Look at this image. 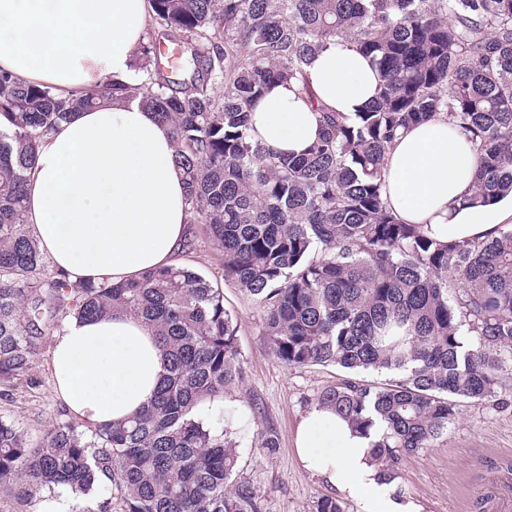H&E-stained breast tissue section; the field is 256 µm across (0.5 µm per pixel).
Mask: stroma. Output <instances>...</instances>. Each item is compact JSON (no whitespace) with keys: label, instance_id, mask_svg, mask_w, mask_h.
<instances>
[{"label":"stroma","instance_id":"stroma-1","mask_svg":"<svg viewBox=\"0 0 512 512\" xmlns=\"http://www.w3.org/2000/svg\"><path fill=\"white\" fill-rule=\"evenodd\" d=\"M193 251L185 265L197 269L224 293V305L237 322V342L245 381L228 390L225 408L248 420L261 410L278 436L274 454L255 447L251 429L238 435L239 470L260 489L263 512H315L319 498L332 490L302 469L294 453L297 419L326 387L345 375L335 366L289 367L267 348L262 335L265 308L224 276L220 252L205 225H195ZM52 336H45L30 376L9 400L0 399V415L14 420L31 437H39L60 406L52 387ZM393 495L413 500L421 512H497L512 500V390L490 401H461L447 433L431 447L402 458Z\"/></svg>","mask_w":512,"mask_h":512}]
</instances>
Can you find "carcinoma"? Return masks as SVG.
Masks as SVG:
<instances>
[{"instance_id":"obj_1","label":"carcinoma","mask_w":512,"mask_h":512,"mask_svg":"<svg viewBox=\"0 0 512 512\" xmlns=\"http://www.w3.org/2000/svg\"><path fill=\"white\" fill-rule=\"evenodd\" d=\"M157 23L137 84L110 77L63 97L0 70V399L29 375L41 339L72 317L125 313L154 329L168 374L127 421L91 426L63 407L34 446L0 415V488L96 502L80 512H262L238 474L233 413L219 403L243 380L237 324L224 294L189 266L119 285L70 283L23 220L25 174L41 142L74 112L116 94L172 128L192 221L207 226L224 276L265 303L268 349L289 367L348 376L315 403L365 432L388 484L402 457L448 431L457 400L512 382V224L466 244L401 223L383 198L387 147L445 112L476 145L466 201L512 193V0H149ZM184 40L167 73L154 47ZM350 40L379 75L376 101L347 117L305 86L310 59ZM294 79L322 131L298 158L251 134L252 107ZM221 89V94L214 89ZM390 372L377 384L365 373ZM255 443L278 437L254 413ZM108 495L97 500L100 487Z\"/></svg>"}]
</instances>
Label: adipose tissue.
Listing matches in <instances>:
<instances>
[{"label":"adipose tissue","instance_id":"adipose-tissue-1","mask_svg":"<svg viewBox=\"0 0 512 512\" xmlns=\"http://www.w3.org/2000/svg\"><path fill=\"white\" fill-rule=\"evenodd\" d=\"M147 0H0V69L68 95L105 77L134 83L146 36ZM307 81L271 85L253 108V135L276 152L301 154L320 133L309 97L351 116L371 105L378 72L356 46L331 43L306 68ZM476 155L445 116L418 125L388 148L384 198L398 219L444 242L494 236L512 223V194L464 204ZM25 221L70 281L119 283L180 263L190 208L172 132L138 102L76 112L43 140L27 173ZM53 391L76 419L124 420L153 395L166 360L150 327L126 315L69 319L53 337ZM373 436L312 405L296 426L301 466L364 512H420L395 500L370 458Z\"/></svg>","mask_w":512,"mask_h":512}]
</instances>
